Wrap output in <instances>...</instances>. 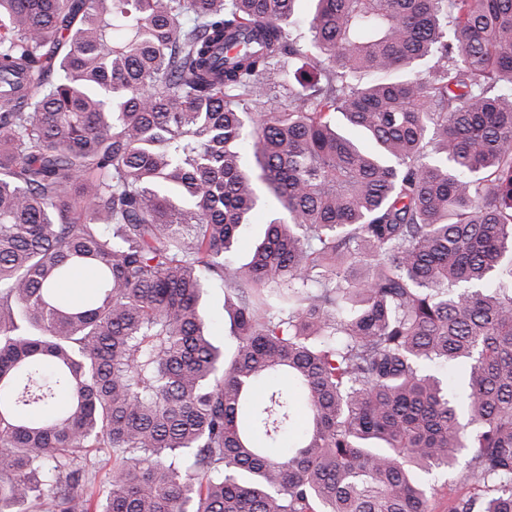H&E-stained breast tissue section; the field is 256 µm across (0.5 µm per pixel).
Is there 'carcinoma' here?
I'll use <instances>...</instances> for the list:
<instances>
[{
  "instance_id": "1",
  "label": "carcinoma",
  "mask_w": 512,
  "mask_h": 512,
  "mask_svg": "<svg viewBox=\"0 0 512 512\" xmlns=\"http://www.w3.org/2000/svg\"><path fill=\"white\" fill-rule=\"evenodd\" d=\"M297 2L0 0V512H512V0ZM261 201L256 212L254 223L242 233L239 242L235 245L234 256L240 262H246L249 258L253 244L261 237L263 224L269 221L277 213V205L263 186L260 187ZM207 310V329L217 344L224 343V326L228 327V316L224 311V286L220 281L213 282L204 296ZM465 473L463 464L455 468L433 470L429 476L433 488L431 494H429L431 512H448L452 497L472 491L470 483L465 479Z\"/></svg>"
}]
</instances>
